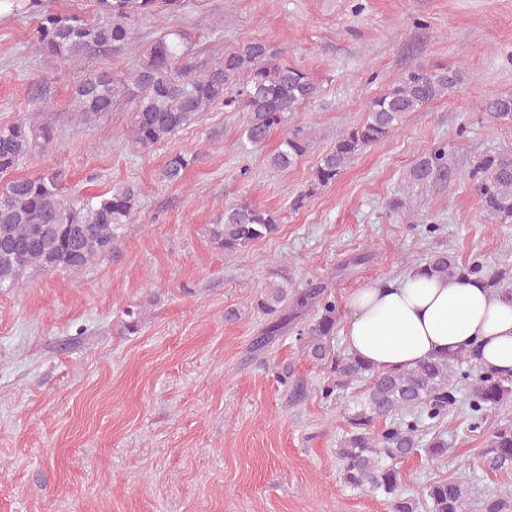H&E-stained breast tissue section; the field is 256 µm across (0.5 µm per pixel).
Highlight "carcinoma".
I'll use <instances>...</instances> for the list:
<instances>
[{
    "label": "carcinoma",
    "mask_w": 512,
    "mask_h": 512,
    "mask_svg": "<svg viewBox=\"0 0 512 512\" xmlns=\"http://www.w3.org/2000/svg\"><path fill=\"white\" fill-rule=\"evenodd\" d=\"M86 14L77 10L44 12L32 30L33 47L64 68L86 56L119 51L135 42L137 27L156 16L177 18L192 0H94ZM460 83L459 71L416 65L387 91L373 98L366 117L347 128L322 152L312 169L310 188L295 195L290 207L299 209L314 190L336 181L363 150L387 138L403 116L451 96ZM318 86L308 73L281 61L265 41L247 39L236 49L204 62L191 35L171 25L145 45L125 71L102 67L89 74L72 94L71 117L87 124L123 102L129 106L128 143L145 153L167 142L215 109L243 113L237 148L262 146L270 135L283 133L269 167H295L310 148L307 130L293 123L296 112L315 99ZM491 121L512 125V94L493 95L483 102ZM31 112L12 123L0 124V291L20 287L26 270L78 272L92 260L117 251L128 225L140 207L134 183L77 200L66 186L64 170L45 167L16 176L14 171L37 152L50 149L55 129ZM194 158L185 152L169 154L158 180L180 185ZM448 178V146L425 153L409 170L407 184L424 185ZM467 180L487 216L497 224H512V149L484 154L473 160ZM280 216L242 199L224 207L210 225L212 241L226 252H237L275 234ZM372 253L354 254L339 269L349 275L369 263ZM428 276L453 282L460 277L486 281L496 292L512 280V266H489L481 260L459 264L451 253L438 252L417 266ZM256 307L266 316L257 348L290 330L313 361L322 365L330 382L324 398L339 396L353 383L364 388L346 417L336 454L343 465L344 483L383 500L390 512H468L473 484L463 476L426 485L422 497L405 487L397 464L422 452L432 460L448 454L444 423L467 390L470 429L493 421L477 466L486 473H512V375L487 370L464 371L473 363L466 349L420 361L411 368L377 370L358 357L336 348L341 318L336 296L328 287L295 288L287 277L271 273L257 295ZM291 398L300 402L307 388L293 372L279 377ZM482 512H512V486L482 502Z\"/></svg>",
    "instance_id": "carcinoma-1"
}]
</instances>
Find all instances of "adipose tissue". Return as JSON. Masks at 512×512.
<instances>
[{
  "mask_svg": "<svg viewBox=\"0 0 512 512\" xmlns=\"http://www.w3.org/2000/svg\"><path fill=\"white\" fill-rule=\"evenodd\" d=\"M348 352L381 370L477 347V364L512 372V299L471 278L454 283L413 271L398 283L373 285L346 299Z\"/></svg>",
  "mask_w": 512,
  "mask_h": 512,
  "instance_id": "1",
  "label": "adipose tissue"
}]
</instances>
